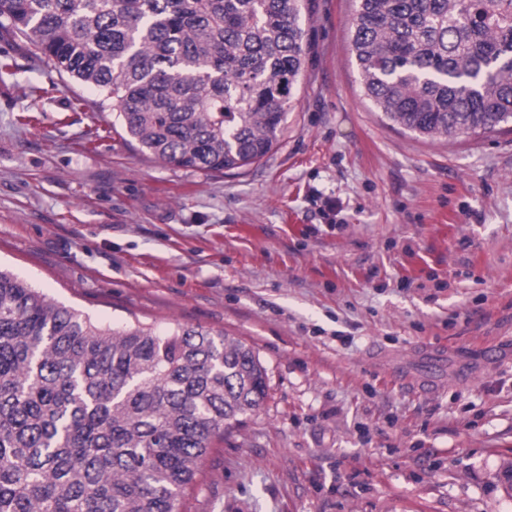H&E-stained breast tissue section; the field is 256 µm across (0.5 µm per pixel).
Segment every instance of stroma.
<instances>
[{
    "label": "stroma",
    "mask_w": 512,
    "mask_h": 512,
    "mask_svg": "<svg viewBox=\"0 0 512 512\" xmlns=\"http://www.w3.org/2000/svg\"><path fill=\"white\" fill-rule=\"evenodd\" d=\"M353 13L305 0L279 141L224 173L143 156L0 32V268L106 324L228 333L267 369L180 512H512V123L389 121Z\"/></svg>",
    "instance_id": "1"
}]
</instances>
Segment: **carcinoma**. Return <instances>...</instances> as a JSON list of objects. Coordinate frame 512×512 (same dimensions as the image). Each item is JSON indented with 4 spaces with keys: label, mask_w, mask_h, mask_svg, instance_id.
Masks as SVG:
<instances>
[{
    "label": "carcinoma",
    "mask_w": 512,
    "mask_h": 512,
    "mask_svg": "<svg viewBox=\"0 0 512 512\" xmlns=\"http://www.w3.org/2000/svg\"><path fill=\"white\" fill-rule=\"evenodd\" d=\"M0 30L104 95L141 154L219 173L271 152L305 57L302 0H0ZM350 49L409 131L512 120V0H355ZM266 397L234 336L110 326L0 269V512H180Z\"/></svg>",
    "instance_id": "cac0c4a2"
}]
</instances>
